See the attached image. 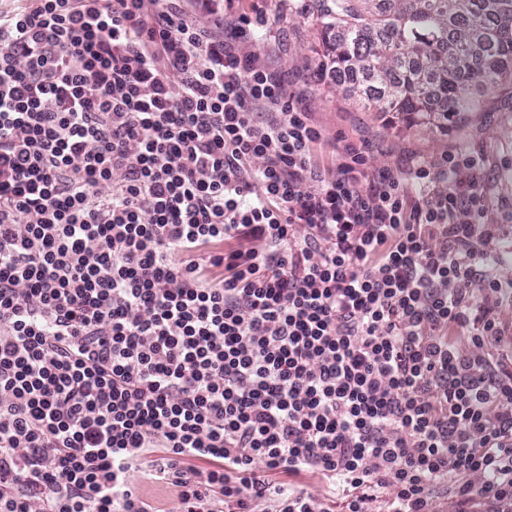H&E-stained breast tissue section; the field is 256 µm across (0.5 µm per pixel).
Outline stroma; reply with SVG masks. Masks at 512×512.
<instances>
[{
    "instance_id": "35a3bbf8",
    "label": "stroma",
    "mask_w": 512,
    "mask_h": 512,
    "mask_svg": "<svg viewBox=\"0 0 512 512\" xmlns=\"http://www.w3.org/2000/svg\"><path fill=\"white\" fill-rule=\"evenodd\" d=\"M314 0H234L232 12L246 17L251 30L245 50L264 58L288 95L302 100L310 123L325 137L324 162L335 149L366 144L370 174L402 167L412 160L441 162L468 152L491 185L487 229L497 242H512V93L496 90L485 97L487 109L464 116L446 131L406 127L391 116L365 108L348 84L325 77L316 53L320 27Z\"/></svg>"
}]
</instances>
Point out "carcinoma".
I'll return each mask as SVG.
<instances>
[{
	"label": "carcinoma",
	"instance_id": "carcinoma-1",
	"mask_svg": "<svg viewBox=\"0 0 512 512\" xmlns=\"http://www.w3.org/2000/svg\"><path fill=\"white\" fill-rule=\"evenodd\" d=\"M317 20L322 65L367 73L408 126L446 130L512 75V0H319Z\"/></svg>",
	"mask_w": 512,
	"mask_h": 512
}]
</instances>
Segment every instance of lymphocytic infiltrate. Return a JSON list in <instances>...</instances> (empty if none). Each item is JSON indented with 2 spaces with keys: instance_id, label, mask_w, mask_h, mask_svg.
Here are the masks:
<instances>
[{
  "instance_id": "obj_1",
  "label": "lymphocytic infiltrate",
  "mask_w": 512,
  "mask_h": 512,
  "mask_svg": "<svg viewBox=\"0 0 512 512\" xmlns=\"http://www.w3.org/2000/svg\"><path fill=\"white\" fill-rule=\"evenodd\" d=\"M321 145L176 0L0 9V512H512L488 183Z\"/></svg>"
}]
</instances>
